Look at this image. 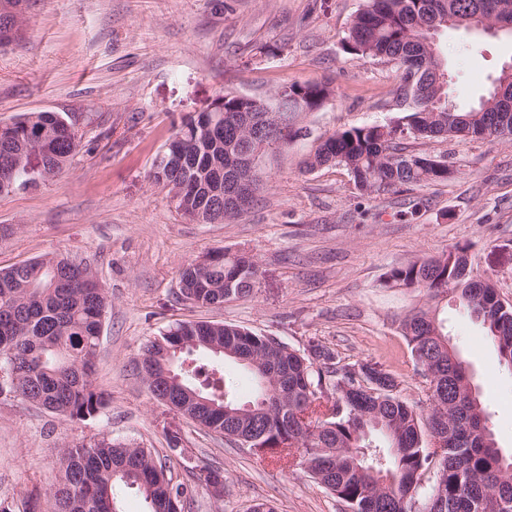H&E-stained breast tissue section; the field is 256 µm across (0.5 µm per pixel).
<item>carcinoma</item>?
I'll use <instances>...</instances> for the list:
<instances>
[{
    "mask_svg": "<svg viewBox=\"0 0 512 512\" xmlns=\"http://www.w3.org/2000/svg\"><path fill=\"white\" fill-rule=\"evenodd\" d=\"M464 19L481 14L492 20L512 19V0H365L342 38L350 54L391 63L400 72L397 106L402 116L388 124L338 131L303 161L307 172L324 166L347 169L354 186L366 195H381L411 184L448 181V163L424 154H405L396 141L459 138L491 141L492 129L512 125V112L490 104L492 94L461 112L448 108V86L437 80L442 62L427 44L424 25L448 12ZM275 102L240 100L224 94V111L286 112L290 123H269L286 146L298 131L291 119L333 98L325 83L286 82ZM174 127L189 143L185 165L204 176L184 183L182 203L194 209L218 202L228 185L224 173L211 169L219 159L229 166L248 131L216 122L213 132L194 139V122ZM15 135L0 140V167L13 166L15 187H28L26 159L39 148L47 162L63 169L79 147L73 121L56 112H29L12 122ZM162 168L151 178L165 187L177 183V168ZM253 257L219 254L206 266L187 263L179 282L198 307L222 305L246 296L259 279ZM384 285L414 288L429 299L452 290L467 315L479 322L496 348L500 362L512 368V306L504 309L494 284L475 280L448 254L417 260L390 270ZM107 298L92 270L67 258L44 255L0 269V374L9 389L61 418L95 416L105 394L93 379ZM402 336L416 369L433 377L428 413L398 393L397 380L364 389L351 365L334 366V353L317 345L301 353L278 339L231 324L190 321L170 327L145 347L143 376L165 385L168 402L202 428L252 439L273 461L292 455L308 476L347 504L350 512H413L414 495L425 474L435 480L424 493L421 512H488L496 495L512 497V453L495 440L479 388L466 360L450 362L442 342H450L429 307H420L401 322ZM219 346L250 356L244 366L255 387L253 399L241 402L226 383L199 380L205 365L183 364L191 351L215 352ZM323 366H315V360ZM439 435L440 447L425 446ZM57 485L46 500V512H120L115 488L141 494L149 512H180L190 496L185 484H174L148 448L102 438L66 448Z\"/></svg>",
    "mask_w": 512,
    "mask_h": 512,
    "instance_id": "1",
    "label": "carcinoma"
}]
</instances>
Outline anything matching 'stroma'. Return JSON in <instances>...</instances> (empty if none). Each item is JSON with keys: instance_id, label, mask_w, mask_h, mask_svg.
Here are the masks:
<instances>
[{"instance_id": "stroma-1", "label": "stroma", "mask_w": 512, "mask_h": 512, "mask_svg": "<svg viewBox=\"0 0 512 512\" xmlns=\"http://www.w3.org/2000/svg\"><path fill=\"white\" fill-rule=\"evenodd\" d=\"M363 0H30L19 40L0 46V123L26 112L73 116L80 146L63 171L0 193V269L45 254L95 271L107 298L95 383L101 412L64 420L0 393V505L28 512L59 476L65 447L101 438L149 448L174 482L191 485L183 512H347L299 467L258 458L155 399L137 363L176 323L230 322L295 350L331 348L345 364L391 372L403 398L429 406L401 334L425 299L383 286L392 268L464 246L474 276L512 302V140L404 139L409 154L446 160L444 183L364 196L345 168L301 169L336 131L397 116L394 67L344 52ZM449 99L477 105L512 38L440 35ZM329 83L332 101L295 116L301 134L270 152L251 208L223 224L186 219L150 177L175 125L225 92L268 98L284 82ZM215 252L260 265L253 293L198 308L179 298L178 271ZM448 336L469 362L500 448L512 450V371L457 302L439 301ZM185 450L176 457L169 435ZM224 474L212 497L205 468Z\"/></svg>"}]
</instances>
